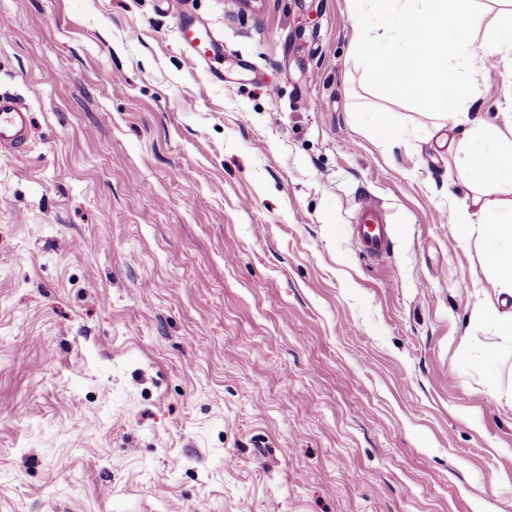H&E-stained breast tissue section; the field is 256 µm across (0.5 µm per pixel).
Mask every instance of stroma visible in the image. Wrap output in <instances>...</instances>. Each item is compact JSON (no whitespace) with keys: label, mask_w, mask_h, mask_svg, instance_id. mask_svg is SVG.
<instances>
[{"label":"stroma","mask_w":512,"mask_h":512,"mask_svg":"<svg viewBox=\"0 0 512 512\" xmlns=\"http://www.w3.org/2000/svg\"><path fill=\"white\" fill-rule=\"evenodd\" d=\"M0 512H512L460 131L348 0H0ZM222 43L186 60L178 28ZM512 132V55L472 78ZM398 140L380 146L373 121ZM375 201L379 259L353 241ZM30 126V108L21 96L0 90V149L22 153Z\"/></svg>","instance_id":"1"}]
</instances>
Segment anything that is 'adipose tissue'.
<instances>
[{
    "instance_id": "obj_1",
    "label": "adipose tissue",
    "mask_w": 512,
    "mask_h": 512,
    "mask_svg": "<svg viewBox=\"0 0 512 512\" xmlns=\"http://www.w3.org/2000/svg\"><path fill=\"white\" fill-rule=\"evenodd\" d=\"M470 2L350 0V7L353 14H370L384 28L383 33L364 32L357 39L367 79L422 98L438 119L462 127L457 148L468 182L502 193L495 205L454 211L453 221L464 239L475 238L483 245L492 287L512 295V136L482 118H470V86L448 65L455 58L474 72L487 54L512 55V12L499 22L487 51L468 52L463 20L470 14Z\"/></svg>"
}]
</instances>
